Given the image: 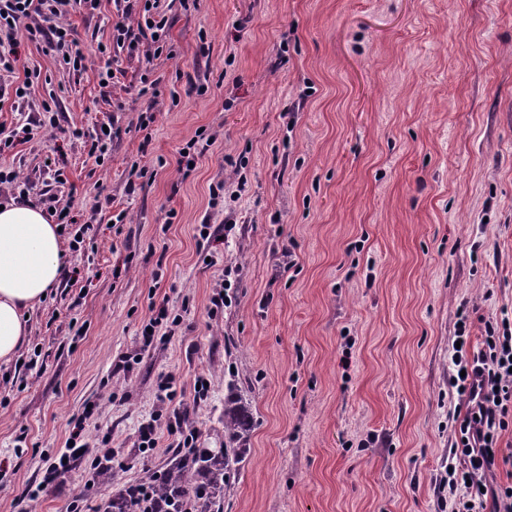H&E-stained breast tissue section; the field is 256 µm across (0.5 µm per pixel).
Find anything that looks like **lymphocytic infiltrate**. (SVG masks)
<instances>
[{
    "mask_svg": "<svg viewBox=\"0 0 512 512\" xmlns=\"http://www.w3.org/2000/svg\"><path fill=\"white\" fill-rule=\"evenodd\" d=\"M157 4L158 0H126L121 20L113 25V47L148 60L174 58L169 21ZM98 6L99 0H0V69L12 67L17 29H24L28 41L65 54L74 42L65 17L76 8ZM458 329L461 347L453 353L450 387L466 411L456 423L455 440L448 451L450 470L441 474L439 485L453 494L448 512H512V485L488 480L498 463L501 435L512 426V319L486 321L482 346L475 351L464 345L466 319H459ZM98 411V404H91L75 421L64 454L47 459L41 484L15 497L17 512H30L31 502L52 490L58 475L69 471L81 454H91L97 463L111 461L108 442L94 448L86 439L87 422Z\"/></svg>",
    "mask_w": 512,
    "mask_h": 512,
    "instance_id": "f902f5d3",
    "label": "lymphocytic infiltrate"
}]
</instances>
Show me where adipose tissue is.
<instances>
[{
	"label": "adipose tissue",
	"instance_id": "ef3b65f1",
	"mask_svg": "<svg viewBox=\"0 0 512 512\" xmlns=\"http://www.w3.org/2000/svg\"><path fill=\"white\" fill-rule=\"evenodd\" d=\"M59 227L28 199L0 206V365L24 346L31 327L26 312L66 275Z\"/></svg>",
	"mask_w": 512,
	"mask_h": 512
}]
</instances>
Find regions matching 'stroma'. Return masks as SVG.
<instances>
[{"instance_id": "1", "label": "stroma", "mask_w": 512, "mask_h": 512, "mask_svg": "<svg viewBox=\"0 0 512 512\" xmlns=\"http://www.w3.org/2000/svg\"><path fill=\"white\" fill-rule=\"evenodd\" d=\"M158 2L176 59L120 51L114 82L101 84L97 46L111 44L123 5L100 0L68 17L85 69L20 40L11 81L34 68L43 80L23 109L0 102L10 130L55 101L59 130L0 166L30 178L32 201L54 195L98 227L97 251L66 254L80 277L33 310L19 361L0 366V512L41 480L43 454L65 446L91 402L100 413L86 437L111 434V479L78 461L32 512H104L128 482L166 470L168 437L133 445L152 412L174 411L157 399L163 373L191 404L199 447H220L230 372L253 427L224 512H440L457 322L467 316L477 348L484 320L512 315V0ZM148 69L162 94L146 144L135 125ZM111 121L124 134L99 166L70 131ZM202 128L216 142L182 178L178 151ZM60 155L61 183L46 167ZM135 164L153 176L131 191ZM240 178L234 209L211 198V185ZM101 186L112 206L97 215ZM120 210L124 224L109 229ZM231 211L240 222L228 232ZM228 263L239 286L213 318ZM163 304L183 320L143 348ZM36 353L44 364L29 368ZM201 375L212 390L196 404Z\"/></svg>"}]
</instances>
